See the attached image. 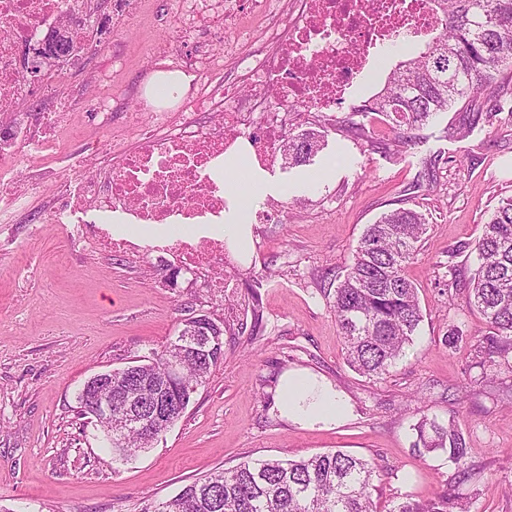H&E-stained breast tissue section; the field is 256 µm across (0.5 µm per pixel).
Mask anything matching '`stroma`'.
Instances as JSON below:
<instances>
[{
  "instance_id": "obj_1",
  "label": "stroma",
  "mask_w": 512,
  "mask_h": 512,
  "mask_svg": "<svg viewBox=\"0 0 512 512\" xmlns=\"http://www.w3.org/2000/svg\"><path fill=\"white\" fill-rule=\"evenodd\" d=\"M98 18L132 12L129 26L112 31V47L86 58L76 73L48 72L35 81V107L70 104L60 151L44 163L26 148L0 194L36 186L31 210L47 212L78 193L87 149L98 143L89 112L91 89L112 74V141H135L154 47L192 46L195 22L215 29L220 61L216 79L229 82L237 65L224 44L262 21L241 11L232 25L206 13L204 0H185L181 18L166 0H92ZM393 45L372 83L348 98L334 119L306 115L293 134L311 130L321 150L301 166L278 161L252 171L275 204L282 224L253 227V252L242 263L233 293L174 274L164 259L95 252L73 241L79 228L94 232L101 217L72 211L64 224L0 223V512H154L185 484L245 460L297 459L340 449L370 460L382 473L372 492L379 512L408 495L424 500L453 477L446 454L418 456L412 427L422 415L455 417L477 477L461 485L475 512H512V373L479 381L471 344L484 321L465 291L448 293V269L461 280L475 269L473 242L501 200L512 197V66L482 96L487 114L462 135L451 134L463 104L434 115L401 143L384 115L363 111L392 69L409 58ZM404 207L425 214L427 233L408 277L418 287L423 321L415 342L390 374L368 379L346 363L330 307L366 225ZM198 311L224 322V359L192 394L183 417L153 448L119 461L103 432L79 413L77 396L95 374L132 365L162 350ZM261 312L259 330L242 327ZM463 339L449 348L444 338ZM306 371L343 393L347 420L329 429L288 422L276 409L277 384L287 371Z\"/></svg>"
}]
</instances>
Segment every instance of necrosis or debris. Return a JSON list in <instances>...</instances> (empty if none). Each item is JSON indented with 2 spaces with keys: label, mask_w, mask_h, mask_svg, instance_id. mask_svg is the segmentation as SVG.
Returning <instances> with one entry per match:
<instances>
[{
  "label": "necrosis or debris",
  "mask_w": 512,
  "mask_h": 512,
  "mask_svg": "<svg viewBox=\"0 0 512 512\" xmlns=\"http://www.w3.org/2000/svg\"><path fill=\"white\" fill-rule=\"evenodd\" d=\"M264 19L259 45L236 84L212 80L213 41L200 37L191 51L170 55L187 72L179 119L145 113L131 148L92 149L96 174L86 176L80 196L42 214L62 224L72 210L95 207L128 215L150 228L163 224H219L224 220V157L245 148L261 168L279 159L288 129L308 112L330 114L358 80L378 65V48L399 38L428 41L444 21L429 0H251ZM88 0H0V114L22 112L32 90L24 58L55 30L87 20ZM95 250L140 256L153 252L174 271L230 287L238 267L215 234L189 232L151 246L136 236L101 231L86 237Z\"/></svg>",
  "instance_id": "1"
}]
</instances>
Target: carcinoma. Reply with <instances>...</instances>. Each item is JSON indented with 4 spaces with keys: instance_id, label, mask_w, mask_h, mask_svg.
Segmentation results:
<instances>
[{
    "instance_id": "cac0c4a2",
    "label": "carcinoma",
    "mask_w": 512,
    "mask_h": 512,
    "mask_svg": "<svg viewBox=\"0 0 512 512\" xmlns=\"http://www.w3.org/2000/svg\"><path fill=\"white\" fill-rule=\"evenodd\" d=\"M445 18V28L418 56L390 72L384 87L363 105L380 112L395 126L412 131L452 103L477 97L492 85L502 66L512 63V0H431ZM320 149L313 132L288 137V164L301 165ZM427 231L425 217L399 208L366 226L351 264L332 296L345 360L359 374L381 378L414 344L423 318L418 288L406 274ZM466 248L478 266L466 283L469 305L486 323L472 344L476 364L493 367L512 358V198L501 202L484 225L481 237ZM172 344L138 364L135 373L148 385L164 377ZM224 346L209 354L186 356L181 378L166 392L184 399L221 363ZM97 383H85L78 395L81 414L93 415ZM169 426L149 434L130 430L110 438L115 454L127 460L153 446ZM413 451H442L458 468L455 484L442 485L424 501L409 496L387 512H473L472 502L457 491L471 479L469 454L455 418L424 416L414 426ZM378 467L336 450L297 460L244 461L231 470L214 471L185 485L155 512H377L372 498Z\"/></svg>"
}]
</instances>
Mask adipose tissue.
<instances>
[{
	"instance_id": "1",
	"label": "adipose tissue",
	"mask_w": 512,
	"mask_h": 512,
	"mask_svg": "<svg viewBox=\"0 0 512 512\" xmlns=\"http://www.w3.org/2000/svg\"><path fill=\"white\" fill-rule=\"evenodd\" d=\"M278 393L280 414L302 427L332 428L349 415V406L342 393L308 372L285 373Z\"/></svg>"
}]
</instances>
